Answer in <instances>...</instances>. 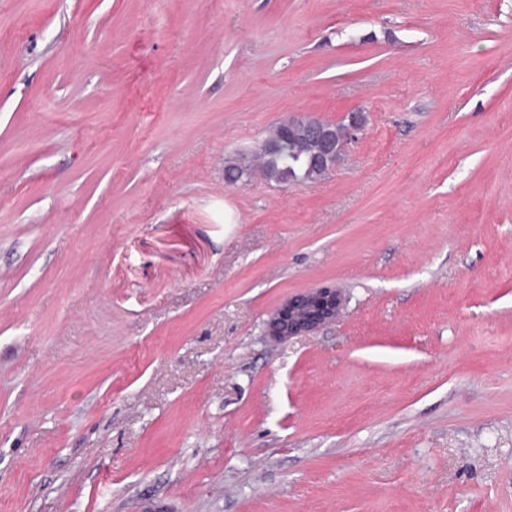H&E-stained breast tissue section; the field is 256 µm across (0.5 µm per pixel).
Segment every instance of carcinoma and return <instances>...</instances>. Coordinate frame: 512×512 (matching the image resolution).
Instances as JSON below:
<instances>
[{"instance_id": "cac0c4a2", "label": "carcinoma", "mask_w": 512, "mask_h": 512, "mask_svg": "<svg viewBox=\"0 0 512 512\" xmlns=\"http://www.w3.org/2000/svg\"><path fill=\"white\" fill-rule=\"evenodd\" d=\"M319 143L302 121L286 130L276 126L263 141L255 157L246 154L228 160L224 165V181L235 186L251 177L253 162H258L266 178L278 183L312 182L321 179L328 161L317 157Z\"/></svg>"}]
</instances>
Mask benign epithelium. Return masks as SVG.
Segmentation results:
<instances>
[{
	"instance_id": "benign-epithelium-1",
	"label": "benign epithelium",
	"mask_w": 512,
	"mask_h": 512,
	"mask_svg": "<svg viewBox=\"0 0 512 512\" xmlns=\"http://www.w3.org/2000/svg\"><path fill=\"white\" fill-rule=\"evenodd\" d=\"M342 292L319 287L289 297L266 322V334L279 342L309 336L336 321L345 306Z\"/></svg>"
}]
</instances>
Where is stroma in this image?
<instances>
[{
    "instance_id": "obj_1",
    "label": "stroma",
    "mask_w": 512,
    "mask_h": 512,
    "mask_svg": "<svg viewBox=\"0 0 512 512\" xmlns=\"http://www.w3.org/2000/svg\"><path fill=\"white\" fill-rule=\"evenodd\" d=\"M0 512H512V0H0ZM290 144V149L284 143ZM319 143L311 136L305 121L288 131L278 126L255 153L257 165L266 178L278 183L312 182L321 179L328 161L318 159ZM254 159L247 154L239 155L238 158L228 160L224 165V181L229 186L246 182L251 177ZM346 300L339 289L319 287L289 297L266 322V334L279 342L311 335L336 321Z\"/></svg>"
}]
</instances>
